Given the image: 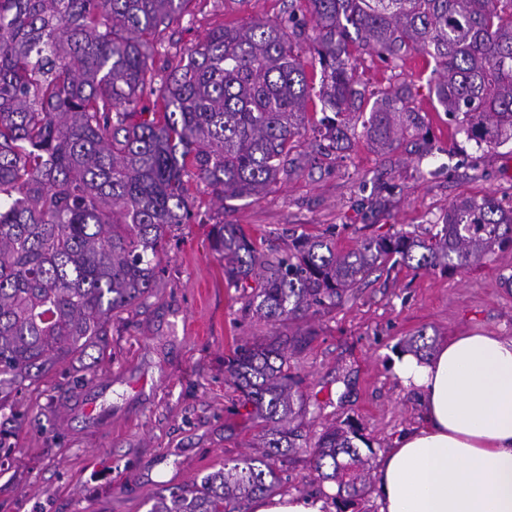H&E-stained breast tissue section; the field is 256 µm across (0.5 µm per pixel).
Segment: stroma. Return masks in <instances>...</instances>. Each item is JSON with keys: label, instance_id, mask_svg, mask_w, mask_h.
Segmentation results:
<instances>
[{"label": "stroma", "instance_id": "stroma-1", "mask_svg": "<svg viewBox=\"0 0 512 512\" xmlns=\"http://www.w3.org/2000/svg\"><path fill=\"white\" fill-rule=\"evenodd\" d=\"M306 0H195L172 25L187 50L221 24L279 19ZM431 65L391 69L365 57L369 89L408 80L433 133L431 155L377 153L362 132L351 146L283 179L265 194L203 207L172 227L152 295L113 321L110 354L57 367L23 389V424L0 460V512H149L154 497L180 489L249 454L254 430L224 359L261 339L304 342L291 371L307 402L302 445L273 465L279 493L336 512V486L316 480L307 447L325 428L351 421L374 456L418 425L415 388L393 370L402 340L429 343L479 331L512 336V250L453 274L403 265L373 271L328 311L269 327L245 306L211 249L212 225L242 227L259 251L284 253L305 234L332 232L338 248L397 231L425 235L457 201L494 196L512 209V146L477 150L452 138L428 95Z\"/></svg>", "mask_w": 512, "mask_h": 512}]
</instances>
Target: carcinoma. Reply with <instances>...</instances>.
I'll return each instance as SVG.
<instances>
[{
	"label": "carcinoma",
	"instance_id": "obj_1",
	"mask_svg": "<svg viewBox=\"0 0 512 512\" xmlns=\"http://www.w3.org/2000/svg\"><path fill=\"white\" fill-rule=\"evenodd\" d=\"M190 2L0 0V412L13 419L19 390L89 349L104 357L112 319L151 296L168 230L190 219L192 186L221 201L259 195L303 166L306 132L336 149L356 113L368 114L378 152H431L412 85L368 91L353 52L394 69L423 55L434 109L454 135L482 151L512 144V0H306L307 18L290 5L283 20L220 25L183 56L159 36ZM434 227L348 251L304 236L271 258L236 224L213 225L210 241L227 281L258 280L248 306L272 326L336 307L391 261L448 273L512 248V210L492 196L452 204ZM401 352L427 359L425 333ZM290 359L258 341L234 350L225 372L252 407L257 454L160 496L150 512H246L275 490L271 460L297 447L292 423L305 410ZM360 440L336 423L309 450L317 478L337 486L336 512L369 489Z\"/></svg>",
	"mask_w": 512,
	"mask_h": 512
}]
</instances>
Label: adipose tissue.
<instances>
[{"mask_svg": "<svg viewBox=\"0 0 512 512\" xmlns=\"http://www.w3.org/2000/svg\"><path fill=\"white\" fill-rule=\"evenodd\" d=\"M395 374L423 422L379 461L380 512H512V336H455Z\"/></svg>", "mask_w": 512, "mask_h": 512, "instance_id": "obj_1", "label": "adipose tissue"}]
</instances>
